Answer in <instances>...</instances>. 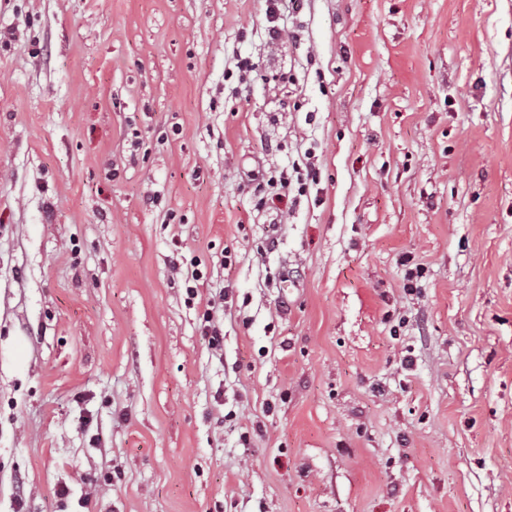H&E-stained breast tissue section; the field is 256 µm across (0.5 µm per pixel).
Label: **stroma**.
I'll list each match as a JSON object with an SVG mask.
<instances>
[{"instance_id":"stroma-1","label":"stroma","mask_w":512,"mask_h":512,"mask_svg":"<svg viewBox=\"0 0 512 512\" xmlns=\"http://www.w3.org/2000/svg\"><path fill=\"white\" fill-rule=\"evenodd\" d=\"M266 9L0 0V512H512V0ZM219 303H224V292L219 293L218 300L215 297L208 298L203 304L202 320L204 322V329L211 337L210 342L215 349H220L221 342H223V333L219 324L214 319L213 310Z\"/></svg>"}]
</instances>
